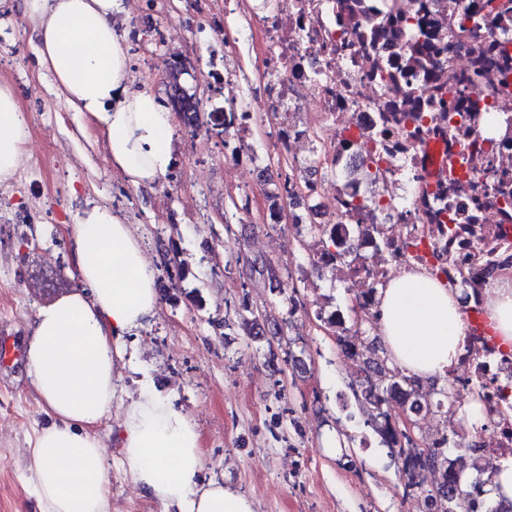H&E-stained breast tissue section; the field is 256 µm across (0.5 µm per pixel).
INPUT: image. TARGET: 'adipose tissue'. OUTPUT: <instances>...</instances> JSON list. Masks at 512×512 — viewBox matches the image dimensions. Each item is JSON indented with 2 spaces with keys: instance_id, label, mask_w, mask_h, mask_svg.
Wrapping results in <instances>:
<instances>
[{
  "instance_id": "ef3b65f1",
  "label": "adipose tissue",
  "mask_w": 512,
  "mask_h": 512,
  "mask_svg": "<svg viewBox=\"0 0 512 512\" xmlns=\"http://www.w3.org/2000/svg\"><path fill=\"white\" fill-rule=\"evenodd\" d=\"M122 0H25L38 63L56 90L106 133L109 159L134 188L170 169L176 115L145 89L113 21ZM27 126L12 88L0 83V181L19 165ZM74 246L75 285L36 306L27 372L50 420L31 450L41 512H109L105 450L93 431L118 402L117 342L147 325L159 298L155 272L132 225L94 205L64 225ZM494 335L512 346V274L484 304ZM377 325L390 359L422 379L447 377L462 351L466 323L458 294L425 269L405 266L380 291ZM123 404L119 424L126 475L170 512H254L236 489L199 483L203 466L196 425L150 387Z\"/></svg>"
}]
</instances>
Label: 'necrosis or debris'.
Masks as SVG:
<instances>
[{"label":"necrosis or debris","mask_w":512,"mask_h":512,"mask_svg":"<svg viewBox=\"0 0 512 512\" xmlns=\"http://www.w3.org/2000/svg\"><path fill=\"white\" fill-rule=\"evenodd\" d=\"M469 0H224L225 40L262 57L232 78L250 93L228 103L229 146L242 112H274L271 145L293 158L311 213L331 212L336 236L361 265L347 273L356 301L405 265L443 270L471 316L452 376L483 384L482 461L512 457V348L477 312L487 286L512 269V207L487 186L512 177V21L459 24ZM468 86L455 94V86ZM382 208L350 212L353 199Z\"/></svg>","instance_id":"obj_1"}]
</instances>
